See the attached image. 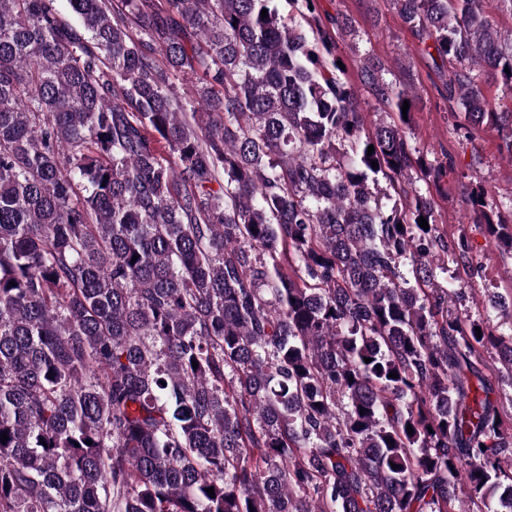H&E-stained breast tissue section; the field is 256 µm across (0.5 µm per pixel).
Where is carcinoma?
<instances>
[{"label": "carcinoma", "mask_w": 512, "mask_h": 512, "mask_svg": "<svg viewBox=\"0 0 512 512\" xmlns=\"http://www.w3.org/2000/svg\"><path fill=\"white\" fill-rule=\"evenodd\" d=\"M390 2L512 161L482 89L512 92V38L482 0ZM69 4L0 0V512H512L479 368L512 388V333L448 308L467 245L413 88L363 57L399 118L367 132L330 33L275 0ZM469 201L512 251V210Z\"/></svg>", "instance_id": "cac0c4a2"}]
</instances>
